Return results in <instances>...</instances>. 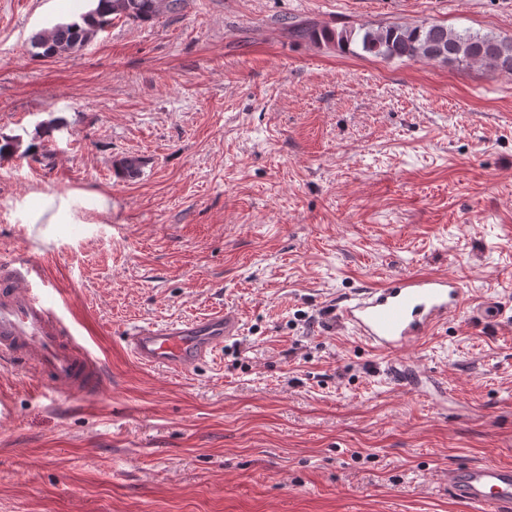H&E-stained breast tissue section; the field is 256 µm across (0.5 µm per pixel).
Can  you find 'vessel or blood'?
<instances>
[{
	"label": "vessel or blood",
	"mask_w": 512,
	"mask_h": 512,
	"mask_svg": "<svg viewBox=\"0 0 512 512\" xmlns=\"http://www.w3.org/2000/svg\"><path fill=\"white\" fill-rule=\"evenodd\" d=\"M39 259H0V361L16 363L54 392L86 395L102 384L100 363L65 326L49 301ZM466 307V291L444 273H402L327 308L371 350L395 356L435 334ZM238 317L224 311L162 326L124 330L127 353L138 363L183 373L195 371L236 335ZM448 493L479 512H512V466L462 463L448 474Z\"/></svg>",
	"instance_id": "obj_1"
}]
</instances>
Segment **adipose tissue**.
Here are the masks:
<instances>
[{
	"instance_id": "obj_1",
	"label": "adipose tissue",
	"mask_w": 512,
	"mask_h": 512,
	"mask_svg": "<svg viewBox=\"0 0 512 512\" xmlns=\"http://www.w3.org/2000/svg\"><path fill=\"white\" fill-rule=\"evenodd\" d=\"M111 206L109 196L102 193L69 191L66 193L36 192L19 204V219L29 227L39 224H81L87 212H106Z\"/></svg>"
}]
</instances>
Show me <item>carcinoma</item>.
<instances>
[{"label":"carcinoma","instance_id":"carcinoma-1","mask_svg":"<svg viewBox=\"0 0 512 512\" xmlns=\"http://www.w3.org/2000/svg\"><path fill=\"white\" fill-rule=\"evenodd\" d=\"M185 6L186 0H99L96 8L78 18L35 33L30 38L31 52L40 58L77 52L116 19L148 24L162 14L180 15ZM289 29L298 39L352 54L359 49L387 59L441 61L462 67L479 64L512 72V38L459 32L438 23H393L376 28L361 24L338 30L306 21Z\"/></svg>","mask_w":512,"mask_h":512}]
</instances>
